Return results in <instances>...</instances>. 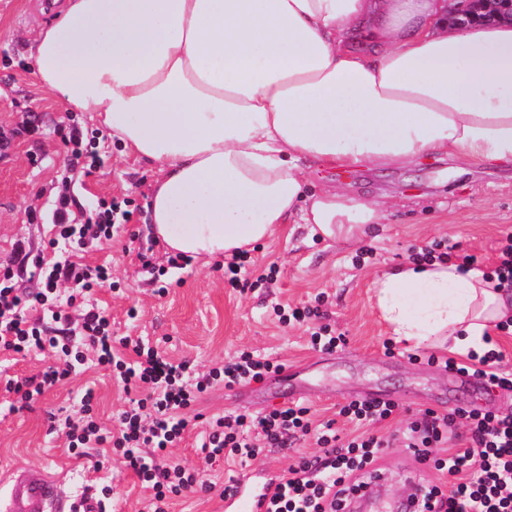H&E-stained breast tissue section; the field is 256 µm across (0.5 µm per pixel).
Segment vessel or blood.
Instances as JSON below:
<instances>
[{
  "label": "vessel or blood",
  "mask_w": 512,
  "mask_h": 512,
  "mask_svg": "<svg viewBox=\"0 0 512 512\" xmlns=\"http://www.w3.org/2000/svg\"><path fill=\"white\" fill-rule=\"evenodd\" d=\"M266 485L242 487L224 502V512H260ZM7 512H101L91 498L70 496L59 478L47 471L15 470L9 478Z\"/></svg>",
  "instance_id": "1"
}]
</instances>
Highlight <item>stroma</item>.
<instances>
[{"label":"stroma","instance_id":"35a3bbf8","mask_svg":"<svg viewBox=\"0 0 512 512\" xmlns=\"http://www.w3.org/2000/svg\"><path fill=\"white\" fill-rule=\"evenodd\" d=\"M51 21L40 0H0V269L16 268L21 247L48 263L61 258L64 247L49 246L60 194L70 195L79 220L91 216L99 200L127 201L131 220L115 225L111 241L90 243L80 254L82 263L112 267L111 284L96 289L94 301L108 315L114 338L140 341L200 374L243 352L267 357L282 364L283 375L298 374L302 402L316 422L334 421L343 435L353 426L339 416L341 405L391 395L400 412L381 428L390 441L382 460V502L396 501L423 482L447 484L446 473L419 464L404 447L403 431L428 408L443 414L460 408L510 411L512 390L479 393L446 367L447 351L394 341L378 315L373 280L378 271L411 262L420 247L441 239L460 243L464 254L491 268L498 241L512 233V162L484 166L434 155L409 166L311 172L316 186L382 202L381 224L372 233L338 240L310 235L302 224L282 225L248 254L244 272L253 280L272 266L274 280L240 292L225 285L222 260L168 266L163 245L147 230L156 171L127 156L90 113L69 111L40 86L32 51L39 28ZM72 129L94 138L95 169L69 166L62 136ZM366 249L370 260L357 262ZM277 304L318 309L322 323L344 335V344L330 351L313 347L309 325L279 322L272 312ZM56 362L51 353L0 352V476L20 467L56 472L74 495H95L107 484L108 512H144L148 492L118 457L71 455L65 435L51 428L52 418L72 414L89 387L100 424L111 426L126 406L128 394L95 359L29 407L9 409L7 381ZM263 388L251 382L229 390L214 382L187 410L188 426L173 456L219 488L279 476L316 452L309 437L255 459L206 464L201 444L210 418L257 416L281 407Z\"/></svg>","mask_w":512,"mask_h":512}]
</instances>
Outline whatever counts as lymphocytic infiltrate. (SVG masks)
Returning <instances> with one entry per match:
<instances>
[{"label": "lymphocytic infiltrate", "mask_w": 512, "mask_h": 512, "mask_svg": "<svg viewBox=\"0 0 512 512\" xmlns=\"http://www.w3.org/2000/svg\"><path fill=\"white\" fill-rule=\"evenodd\" d=\"M68 198H61L56 210L60 237L70 247H83L86 241L112 238L117 203L100 201L94 218L74 224L69 220ZM12 270L0 273V350L15 353L51 351L62 354L59 365L42 374L8 381L5 389L19 401L28 403L43 396L58 382L84 365L86 349H93L100 366L115 373L125 389L144 391V398L132 401L116 416L117 430L109 432L98 424L94 413V393L85 391L75 416L65 418L68 449L83 455L88 448H112L121 452L126 468L132 470L151 492L150 512H166L171 498L206 491L194 471L169 462L166 451L184 434L187 422L182 412L212 381H223L225 388L263 380L280 367L270 360L241 354L237 360L211 369L192 379L188 366L173 362L154 349L133 345V358L124 357L112 343L108 317L88 297L108 282V267H88L71 260L55 262L42 277L36 290L20 293L13 288ZM70 284L67 296L57 292L59 284ZM47 310L54 322L66 324L72 312L82 319L80 337L48 336L23 317L27 308ZM452 370L482 380L489 388L512 389V368L505 365L500 346L484 354L469 353L450 361ZM395 402L354 400L339 413L357 426L362 435L344 439L332 423L312 426L308 407L294 404L251 417L230 414L213 419L201 445L208 459L233 454L256 458L263 448H288L308 434H316L318 453L289 466L274 485L265 512H346L350 495L366 486L367 478L377 475L388 439L369 433V426L393 418ZM464 427V444L452 447L457 427ZM262 434L264 446H257L254 434ZM448 445V457L440 461L452 482L420 486L416 512H512V412L502 414L459 410L450 417L432 409L415 420L407 445L419 460H428L431 448Z\"/></svg>", "instance_id": "f902f5d3"}]
</instances>
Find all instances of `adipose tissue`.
Masks as SVG:
<instances>
[{
  "label": "adipose tissue",
  "mask_w": 512,
  "mask_h": 512,
  "mask_svg": "<svg viewBox=\"0 0 512 512\" xmlns=\"http://www.w3.org/2000/svg\"><path fill=\"white\" fill-rule=\"evenodd\" d=\"M451 0H65L33 57L41 86L157 168L155 237L191 259L251 251L281 224L328 239L383 208L308 191L305 168L427 154L512 160V24L448 23ZM393 336L487 351L512 297L433 262L381 272Z\"/></svg>",
  "instance_id": "adipose-tissue-1"
}]
</instances>
